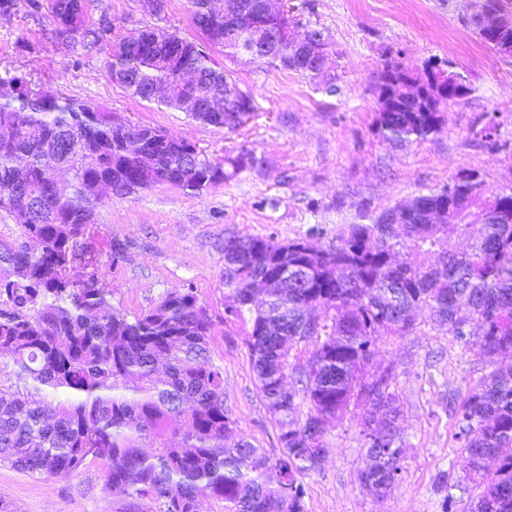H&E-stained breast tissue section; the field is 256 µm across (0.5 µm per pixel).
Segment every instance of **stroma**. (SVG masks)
I'll return each mask as SVG.
<instances>
[{"label": "stroma", "instance_id": "35a3bbf8", "mask_svg": "<svg viewBox=\"0 0 512 512\" xmlns=\"http://www.w3.org/2000/svg\"><path fill=\"white\" fill-rule=\"evenodd\" d=\"M475 0H292L303 29L330 34L339 53L336 95L292 71L262 68L211 52L254 98L239 127L199 123L130 94L113 81L108 43L89 50L59 43L46 8L19 5L0 16V73L35 90L85 101L194 145L214 163L242 166L202 194L158 185L112 197L96 210L89 241L95 273L115 309L135 315L175 289H192L208 310L209 357L224 371V405L235 436L278 457L279 428L261 398L248 347L250 325L224 318V239L274 236L335 243L351 224H368L398 202L477 171L487 195L512 187V56L490 50L469 20ZM90 24L108 19L113 38L159 26L194 41L191 0H166L164 12L140 0H87ZM399 60L418 69L452 68L469 95L443 113L441 129L396 146L377 132L379 72ZM495 123V143L480 131ZM375 365L390 368L401 408L403 470L382 498L362 486L365 440L355 413L329 425L320 466L302 476L306 512H465L469 498L447 492L440 474L459 476L448 400L466 397L483 374L446 331L422 323L381 342ZM107 464L89 460L64 477L31 475L0 464V499L13 512H114Z\"/></svg>", "mask_w": 512, "mask_h": 512}]
</instances>
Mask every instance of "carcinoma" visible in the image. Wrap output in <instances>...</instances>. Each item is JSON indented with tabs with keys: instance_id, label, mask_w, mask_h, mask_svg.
Returning a JSON list of instances; mask_svg holds the SVG:
<instances>
[{
	"instance_id": "carcinoma-1",
	"label": "carcinoma",
	"mask_w": 512,
	"mask_h": 512,
	"mask_svg": "<svg viewBox=\"0 0 512 512\" xmlns=\"http://www.w3.org/2000/svg\"><path fill=\"white\" fill-rule=\"evenodd\" d=\"M200 42L174 33L158 42L141 34L138 48L122 38L106 68L134 98L177 110L150 92L190 71V96L203 106L193 120L222 128L229 113L208 102L237 93L241 125L254 111L252 96L230 72L216 66L206 46L236 58L253 49L247 33L230 37L208 16L207 0H192ZM59 40L94 45L112 34L107 20L92 27L86 0H47ZM498 10L482 0L470 23L498 54L512 56V18L501 17L496 37L484 34L481 17ZM308 71L288 53L260 55L257 65L297 72L327 94L336 92L332 71ZM401 62L385 63L379 79L403 86L427 81ZM0 93V463L37 475L66 476L87 459L107 462L105 489L128 501L116 512H199L200 499L224 503V512H305L300 478L320 460L326 427L350 408L361 409L362 425H390L399 416L396 396L385 388L365 402L379 342L406 336L417 313L448 332L476 361L489 367L461 402L448 401L455 417L454 440L465 450L463 476L451 488L474 490L472 512H512V188L491 203L474 172L457 175L446 199L433 191L400 224H351L332 246L305 238L280 242L246 237L224 251V288L232 303L227 320H249L248 346L258 390L277 417L281 456L271 459L251 442L231 437L224 407V372L209 358L212 321L192 290L175 289L133 318L112 308L103 286L85 288L71 269L85 259L82 239L96 223V185L121 188L170 184L200 194L231 177L221 165L200 158L182 138L163 134L146 153H121V130L112 115L75 99L42 95L17 76ZM448 99L425 106L404 100L382 111L378 130L392 143L421 141L439 131ZM25 179L14 182L17 167ZM68 166L71 179L54 186L52 168ZM451 207L455 224H433L427 213ZM468 238L459 252L449 234ZM288 272V282L267 299L254 300L249 283ZM480 321L479 332L461 327L463 315ZM309 353L290 365L287 347ZM299 375L300 387L285 383ZM399 434L368 448L364 476L385 496L402 472Z\"/></svg>"
}]
</instances>
